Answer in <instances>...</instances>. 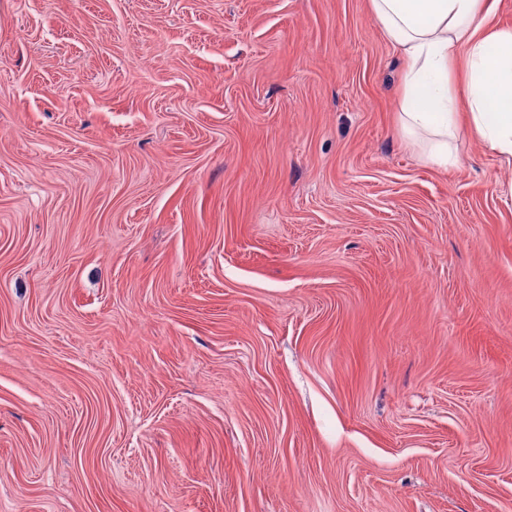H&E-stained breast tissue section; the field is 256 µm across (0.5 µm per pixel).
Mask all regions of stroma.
<instances>
[{
  "mask_svg": "<svg viewBox=\"0 0 512 512\" xmlns=\"http://www.w3.org/2000/svg\"><path fill=\"white\" fill-rule=\"evenodd\" d=\"M401 74L368 0H0V512H512V166Z\"/></svg>",
  "mask_w": 512,
  "mask_h": 512,
  "instance_id": "1",
  "label": "stroma"
}]
</instances>
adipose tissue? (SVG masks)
I'll use <instances>...</instances> for the list:
<instances>
[{
    "mask_svg": "<svg viewBox=\"0 0 512 512\" xmlns=\"http://www.w3.org/2000/svg\"><path fill=\"white\" fill-rule=\"evenodd\" d=\"M497 0H370L403 62L404 134L436 165L456 163L459 109L503 162L512 165V30L493 26Z\"/></svg>",
    "mask_w": 512,
    "mask_h": 512,
    "instance_id": "ef3b65f1",
    "label": "adipose tissue"
}]
</instances>
